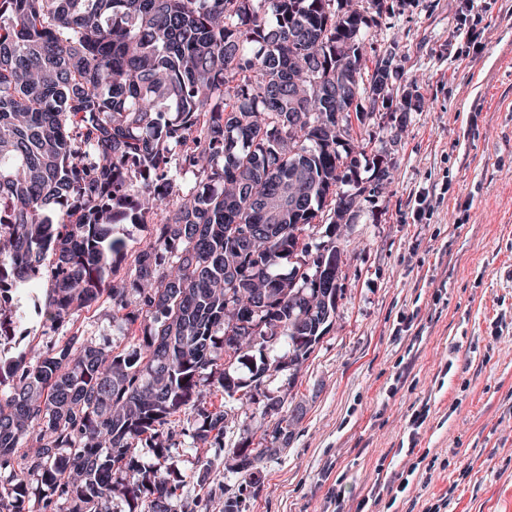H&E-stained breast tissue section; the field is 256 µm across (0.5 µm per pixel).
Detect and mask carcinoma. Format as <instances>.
Returning a JSON list of instances; mask_svg holds the SVG:
<instances>
[{
    "mask_svg": "<svg viewBox=\"0 0 512 512\" xmlns=\"http://www.w3.org/2000/svg\"><path fill=\"white\" fill-rule=\"evenodd\" d=\"M0 0V339L16 321L1 308L50 259L38 315L54 329L101 297L139 349L114 352L70 336L28 358L0 359V512H102L125 474L129 512H170L181 480L142 476L132 449L165 457L186 409L193 438L224 433L232 397L259 389L218 369V351L245 350L228 333L232 298H266L255 316L264 348L282 330L298 369L336 314V225L362 189H337L353 122L412 99L377 102L397 74L393 56L365 63L367 12L383 0ZM310 74L288 86L295 59ZM303 202L279 220L259 205L296 172ZM192 174L183 190L179 178ZM325 221L331 241L305 233ZM282 224L277 240L238 243L249 227ZM121 224H151L127 276ZM288 262L286 273L279 272ZM232 266L235 284L224 279ZM237 470L265 455L247 438Z\"/></svg>",
    "mask_w": 512,
    "mask_h": 512,
    "instance_id": "1",
    "label": "carcinoma"
}]
</instances>
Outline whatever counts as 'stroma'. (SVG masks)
<instances>
[{
  "label": "stroma",
  "mask_w": 512,
  "mask_h": 512,
  "mask_svg": "<svg viewBox=\"0 0 512 512\" xmlns=\"http://www.w3.org/2000/svg\"><path fill=\"white\" fill-rule=\"evenodd\" d=\"M384 5L367 56L394 54L391 92L412 107L354 125L369 146L341 188L368 186L379 159L396 178L360 197L336 239V314L294 386L272 372L238 414L210 392L230 408L220 441H194L189 410L165 462L135 448L146 470L183 476L172 512H224L228 499L238 512H333L339 493L346 512H428L446 491L441 512H512V0ZM48 288L14 294L18 336L0 356L75 334L135 347L103 299L48 328L32 313ZM271 396L281 404L269 411ZM292 411L298 422L274 434ZM248 428L269 449L253 480L233 453ZM206 468L223 481L200 482Z\"/></svg>",
  "instance_id": "obj_1"
}]
</instances>
